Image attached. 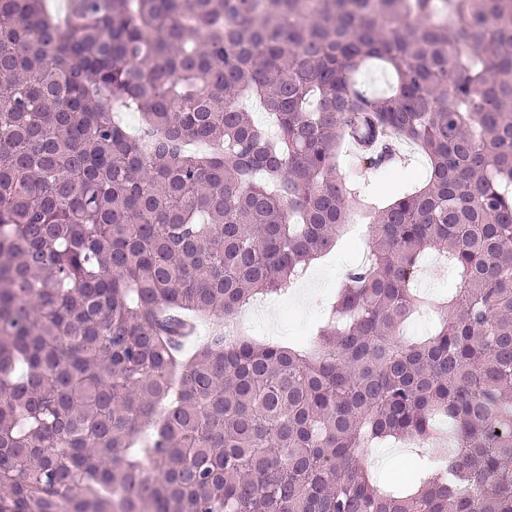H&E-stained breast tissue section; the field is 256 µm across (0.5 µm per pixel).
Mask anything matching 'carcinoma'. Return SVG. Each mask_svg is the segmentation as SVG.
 <instances>
[{"mask_svg":"<svg viewBox=\"0 0 512 512\" xmlns=\"http://www.w3.org/2000/svg\"><path fill=\"white\" fill-rule=\"evenodd\" d=\"M68 3L0 0V512H512V0ZM399 142L429 171L381 203ZM360 213L313 350L181 353ZM361 80L373 90H385L392 81V74L380 64L366 66L361 74ZM458 283V280L451 272L443 275L439 269L435 271V264L431 260L420 272L419 292L422 297L431 298L443 292L449 293L453 291L459 287ZM387 448H406L405 454L401 457L390 458L387 454ZM410 446L399 443H390L385 448H371L369 450V461L371 469L385 478H393L407 457H411ZM377 461H383V466L379 467Z\"/></svg>","mask_w":512,"mask_h":512,"instance_id":"cac0c4a2","label":"carcinoma"}]
</instances>
